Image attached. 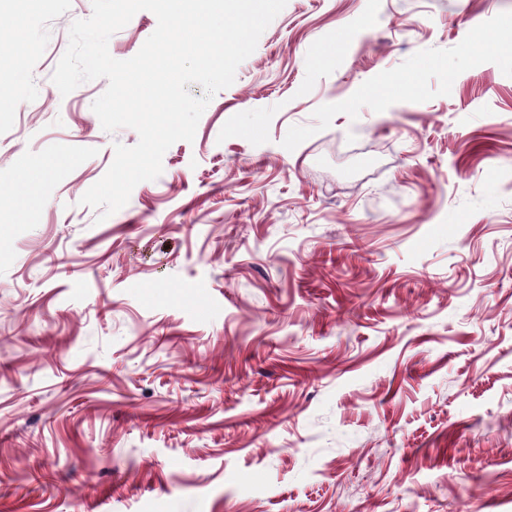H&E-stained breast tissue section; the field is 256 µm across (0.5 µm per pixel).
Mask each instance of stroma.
I'll return each mask as SVG.
<instances>
[{
    "label": "stroma",
    "mask_w": 512,
    "mask_h": 512,
    "mask_svg": "<svg viewBox=\"0 0 512 512\" xmlns=\"http://www.w3.org/2000/svg\"><path fill=\"white\" fill-rule=\"evenodd\" d=\"M91 12L0 0V512H512V0H288L103 221Z\"/></svg>",
    "instance_id": "35a3bbf8"
}]
</instances>
